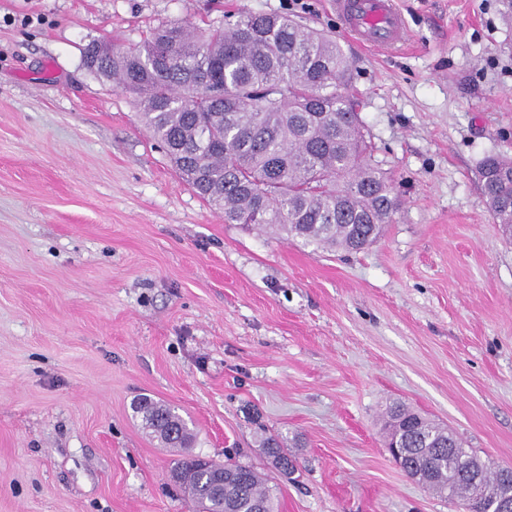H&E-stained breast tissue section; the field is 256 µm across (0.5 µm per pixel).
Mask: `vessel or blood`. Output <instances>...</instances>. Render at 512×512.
I'll return each mask as SVG.
<instances>
[{"instance_id": "b4317fda", "label": "vessel or blood", "mask_w": 512, "mask_h": 512, "mask_svg": "<svg viewBox=\"0 0 512 512\" xmlns=\"http://www.w3.org/2000/svg\"><path fill=\"white\" fill-rule=\"evenodd\" d=\"M337 17L360 45L379 50L402 47L408 29L396 0H332Z\"/></svg>"}]
</instances>
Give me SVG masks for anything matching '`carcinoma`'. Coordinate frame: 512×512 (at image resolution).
Segmentation results:
<instances>
[{
	"label": "carcinoma",
	"mask_w": 512,
	"mask_h": 512,
	"mask_svg": "<svg viewBox=\"0 0 512 512\" xmlns=\"http://www.w3.org/2000/svg\"><path fill=\"white\" fill-rule=\"evenodd\" d=\"M351 70L336 39L283 14L252 12L207 29L164 25L114 47L99 65L103 78L137 96L141 123L225 223L282 230L331 253L374 243L400 205L392 180L368 160ZM479 180L494 223L512 231V157L487 156ZM132 411L163 447L179 449L171 479L195 512H274L263 472L230 458L200 460L174 406L140 397ZM384 427L428 477L427 490L492 512L511 467H461L462 441L401 404L386 411ZM261 448L277 468L294 471L278 437L262 438Z\"/></svg>",
	"instance_id": "carcinoma-1"
}]
</instances>
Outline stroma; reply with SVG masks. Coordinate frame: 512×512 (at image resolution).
I'll return each mask as SVG.
<instances>
[{
    "instance_id": "35a3bbf8",
    "label": "stroma",
    "mask_w": 512,
    "mask_h": 512,
    "mask_svg": "<svg viewBox=\"0 0 512 512\" xmlns=\"http://www.w3.org/2000/svg\"><path fill=\"white\" fill-rule=\"evenodd\" d=\"M311 2L0 0V512H192L140 395L179 409L194 453L264 469L279 512H463L393 460L395 402L512 467V240L478 175L512 156V26L500 0H399L411 45L376 54ZM242 12L291 13L351 60L401 200L365 250L225 223L83 63ZM261 448L268 458H274L276 465L275 468L286 469L289 473L294 471L295 460L288 456V453L284 450L283 443L278 437L270 435L262 438Z\"/></svg>"
}]
</instances>
